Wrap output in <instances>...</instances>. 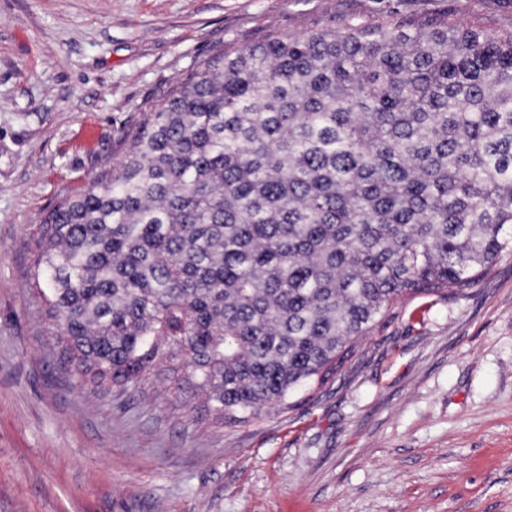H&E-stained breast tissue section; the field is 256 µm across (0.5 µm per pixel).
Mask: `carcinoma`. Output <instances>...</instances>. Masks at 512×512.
I'll use <instances>...</instances> for the list:
<instances>
[{
	"label": "carcinoma",
	"instance_id": "cac0c4a2",
	"mask_svg": "<svg viewBox=\"0 0 512 512\" xmlns=\"http://www.w3.org/2000/svg\"><path fill=\"white\" fill-rule=\"evenodd\" d=\"M39 224L76 382L164 366L232 426L338 371L407 296L512 253V35L447 19L235 44Z\"/></svg>",
	"mask_w": 512,
	"mask_h": 512
}]
</instances>
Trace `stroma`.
<instances>
[{
	"mask_svg": "<svg viewBox=\"0 0 512 512\" xmlns=\"http://www.w3.org/2000/svg\"><path fill=\"white\" fill-rule=\"evenodd\" d=\"M383 17L504 35L512 0H0V512H512V255L234 427L162 374L76 385L36 291L40 221L192 70Z\"/></svg>",
	"mask_w": 512,
	"mask_h": 512,
	"instance_id": "35a3bbf8",
	"label": "stroma"
}]
</instances>
